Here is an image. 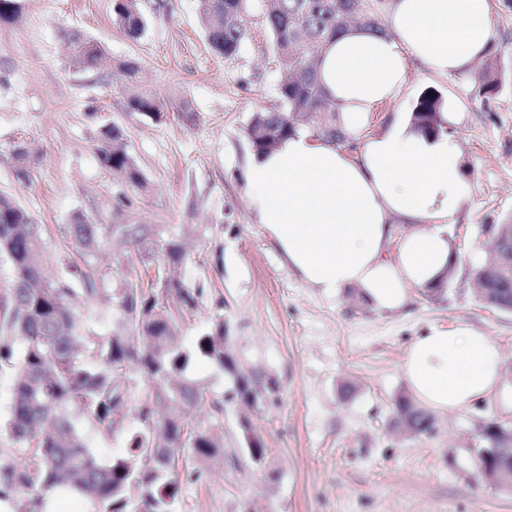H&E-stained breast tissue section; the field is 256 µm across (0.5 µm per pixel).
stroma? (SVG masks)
Returning a JSON list of instances; mask_svg holds the SVG:
<instances>
[{
  "label": "stroma",
  "instance_id": "35a3bbf8",
  "mask_svg": "<svg viewBox=\"0 0 512 512\" xmlns=\"http://www.w3.org/2000/svg\"><path fill=\"white\" fill-rule=\"evenodd\" d=\"M19 3L17 22L0 25V196L41 226L57 275L81 261L65 234L74 216L111 226V241L92 259L101 288L155 287L156 255L182 241L189 256L177 276L200 296L181 324L180 345L190 348L223 320L226 351L264 384L252 407L224 402L230 377L191 359L185 375L204 395L202 425L217 434L224 457L183 486L176 512H512V491L487 485L475 466L484 426L512 427V313L488 306L472 286L493 225L512 221V90L485 103L473 97L472 78L415 66L399 100L372 113L366 133L412 109L423 90L438 91L464 114L449 131L475 186L450 229L457 264L444 292L413 288L405 309L376 311L351 293L326 297L301 283L248 207L246 129L255 111L280 108L282 69L262 0H252L232 57L210 47L198 0H138L146 28L135 40L114 26L112 0ZM73 31L102 46L97 67L72 63ZM130 59L141 66L134 83L120 70ZM141 90L166 103L163 118L129 112V95ZM112 126L143 186L101 165L98 139ZM366 133H344L341 148L359 156ZM21 147L30 154L24 172L15 158ZM141 226L144 247L130 238ZM462 319L501 351L498 392L457 413L433 412L428 434L400 433L394 421L408 392V345L429 327ZM117 420L110 432L81 417L73 424L106 461L139 426L131 406ZM249 432L265 448L262 460L244 450Z\"/></svg>",
  "mask_w": 512,
  "mask_h": 512
}]
</instances>
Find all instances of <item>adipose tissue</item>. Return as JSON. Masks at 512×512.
I'll use <instances>...</instances> for the list:
<instances>
[{
  "label": "adipose tissue",
  "mask_w": 512,
  "mask_h": 512,
  "mask_svg": "<svg viewBox=\"0 0 512 512\" xmlns=\"http://www.w3.org/2000/svg\"><path fill=\"white\" fill-rule=\"evenodd\" d=\"M384 24L382 34L349 27L319 53L320 83L343 129H363L377 105L397 99L410 66L464 76L497 39L489 0H391ZM243 177L250 209L301 283L389 312L407 305L409 289L447 280L457 260L448 228L474 194L456 139L423 135L407 115L369 137L355 160L297 130L249 155ZM501 363L489 336L461 321L416 336L402 374L416 401L449 413L493 395Z\"/></svg>",
  "instance_id": "obj_1"
}]
</instances>
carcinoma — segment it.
Here are the masks:
<instances>
[{"instance_id":"carcinoma-1","label":"carcinoma","mask_w":512,"mask_h":512,"mask_svg":"<svg viewBox=\"0 0 512 512\" xmlns=\"http://www.w3.org/2000/svg\"><path fill=\"white\" fill-rule=\"evenodd\" d=\"M131 5L113 0V23L129 37H139L146 26ZM249 0H199L200 18L209 44L225 57L236 55L244 37ZM381 29L377 16L364 10V0H267L266 26L286 77L277 88L283 110L254 113L247 137L252 149L263 152L295 131L300 122H315L328 116L316 132L330 141L340 140L336 107L327 100L318 76V56L313 47H323L340 35L349 20ZM504 64L490 56L474 77V96L487 102L506 85ZM155 98L136 93L128 108L153 117ZM441 95L426 89L413 107L415 125L424 133L442 131ZM98 156L105 168L128 183L143 186V175L127 152L119 129L102 132ZM66 233L86 254H93L103 238L112 237V227L90 224L76 216ZM42 228L32 223L25 210L0 196V256L11 269V287L0 294V373L12 371V405L5 431L11 446L0 450V499L26 494L23 512H41L47 495L59 487L90 499L105 512H129L134 493L142 497V512H174L182 484L196 483L201 470H178L176 459L185 447L200 460L224 455L222 446L200 428L188 436L192 423L178 416L156 417L155 407L167 404L200 406L203 397L188 379L181 378L190 353L174 338L185 312L196 307L202 290H192L179 280L163 282L147 295L134 288H118L113 300L121 311L119 332L99 336L86 329L74 315L69 297L75 289L65 277L49 273L44 262ZM161 260L173 266L185 261L181 246L169 243ZM84 284L82 292L95 297L106 292L97 287L91 265L70 272ZM475 288L489 306L512 312V249L492 250L475 272ZM194 353L227 373L233 380L228 400L254 402L263 384L254 375L240 371L224 351V322L195 337ZM142 393L137 408L140 428L127 445L101 461L88 448L71 423L77 411L87 421L108 430L114 416L129 402L131 391ZM396 426L410 435L433 428L430 415L409 398L397 401ZM481 441L495 448H512V430L497 422L487 424ZM480 474L492 470L493 487L512 486V460L506 465L489 463L477 455Z\"/></svg>"}]
</instances>
